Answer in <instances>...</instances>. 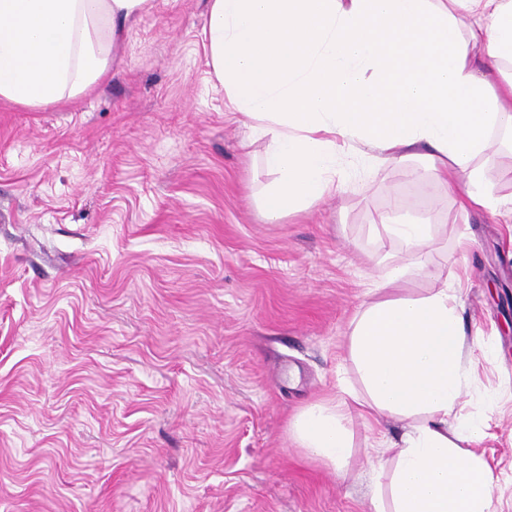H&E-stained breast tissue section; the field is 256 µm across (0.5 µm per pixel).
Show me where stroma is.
I'll list each match as a JSON object with an SVG mask.
<instances>
[{
    "instance_id": "stroma-1",
    "label": "stroma",
    "mask_w": 512,
    "mask_h": 512,
    "mask_svg": "<svg viewBox=\"0 0 512 512\" xmlns=\"http://www.w3.org/2000/svg\"><path fill=\"white\" fill-rule=\"evenodd\" d=\"M207 0H153L112 75L0 101V512H370L404 423L354 419L334 470L291 422L339 387L354 317L457 273L468 376L450 416L512 512V214L462 209L426 161L338 155L336 191L267 223L265 144L211 73ZM512 197V135L477 161ZM435 227L426 274L376 218Z\"/></svg>"
}]
</instances>
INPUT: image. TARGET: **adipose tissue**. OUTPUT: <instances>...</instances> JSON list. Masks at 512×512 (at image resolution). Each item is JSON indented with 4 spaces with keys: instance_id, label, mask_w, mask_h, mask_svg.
<instances>
[{
    "instance_id": "obj_1",
    "label": "adipose tissue",
    "mask_w": 512,
    "mask_h": 512,
    "mask_svg": "<svg viewBox=\"0 0 512 512\" xmlns=\"http://www.w3.org/2000/svg\"><path fill=\"white\" fill-rule=\"evenodd\" d=\"M151 2L0 0V100L40 108L89 91ZM204 32L228 108L249 118L248 142H266L267 222L335 191L336 156L353 145L381 162L425 148L436 181L502 207L471 162L512 131V0H209ZM464 348L455 287L373 303L350 335L363 392L299 412V447L341 468L354 417L387 412L407 429L371 512H492L493 473L472 449L485 425L448 423Z\"/></svg>"
}]
</instances>
